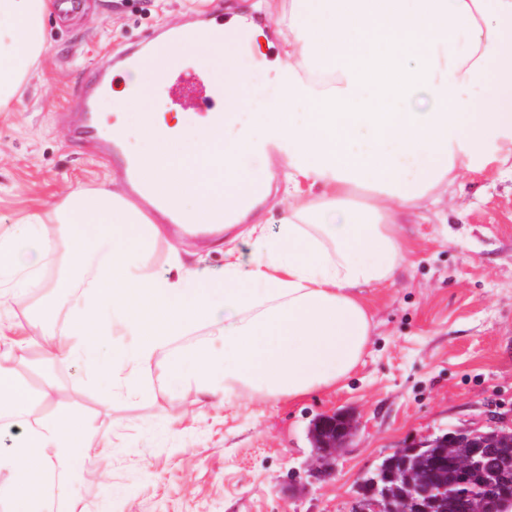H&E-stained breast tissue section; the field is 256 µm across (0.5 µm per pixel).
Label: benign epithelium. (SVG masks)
I'll use <instances>...</instances> for the list:
<instances>
[{
    "label": "benign epithelium",
    "mask_w": 512,
    "mask_h": 512,
    "mask_svg": "<svg viewBox=\"0 0 512 512\" xmlns=\"http://www.w3.org/2000/svg\"><path fill=\"white\" fill-rule=\"evenodd\" d=\"M359 429L358 420L345 411L319 415L317 442L313 448L312 465L323 477L333 474L340 451L347 447ZM457 448H483L487 445L500 449L498 466L488 472L478 469L473 457L463 452L452 458L453 470L465 478L463 482H450L425 470H407L408 460L400 461L406 471L404 492L400 504L393 503L387 483L396 480L398 470H374L371 488L359 490L352 512H448V500H474V512H497L495 491L512 472V431L495 425L486 431L456 428L449 435Z\"/></svg>",
    "instance_id": "benign-epithelium-1"
}]
</instances>
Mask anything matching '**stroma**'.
Listing matches in <instances>:
<instances>
[{
    "label": "stroma",
    "mask_w": 512,
    "mask_h": 512,
    "mask_svg": "<svg viewBox=\"0 0 512 512\" xmlns=\"http://www.w3.org/2000/svg\"><path fill=\"white\" fill-rule=\"evenodd\" d=\"M254 0H84L61 12L50 5L45 50L0 111V226L45 209L69 187L124 189L93 148L74 145L59 111L108 53L215 12L237 13L274 43L272 16ZM200 67L186 62L166 86L169 114L192 113L206 94ZM413 252L383 288L361 295L373 316L361 364L342 386L277 403L241 395L231 406L205 405L195 389L171 390L158 355L139 377L142 391L93 377L79 359L39 374L42 327L64 331L72 298L25 296L0 303V352L8 339L21 381L33 390L80 383L75 408L109 433V449L91 447L78 471L55 472L66 500L44 512H351L359 479L412 438L454 428L512 425V174L494 161L465 171L435 202L400 227ZM353 412L361 427L332 477L310 475L308 430L329 410Z\"/></svg>",
    "instance_id": "stroma-1"
}]
</instances>
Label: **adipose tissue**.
Returning a JSON list of instances; mask_svg holds the SVG:
<instances>
[{"mask_svg":"<svg viewBox=\"0 0 512 512\" xmlns=\"http://www.w3.org/2000/svg\"><path fill=\"white\" fill-rule=\"evenodd\" d=\"M48 0H0V104L43 51ZM283 62L269 67L273 97L258 122L245 103L206 131L189 115L160 135L148 122L162 65L193 56L218 84H245L242 54L260 51L258 30L236 17L223 41L196 36L194 49L162 42L135 84L116 98L135 111L146 182L195 224L239 206L233 173L248 171L257 143L264 183L282 179L286 202L275 235L253 225V257L224 253V276L184 263L170 245L169 273L149 260L164 225L120 192L69 191L53 210L24 219V235L0 230V299L42 290L40 262L65 251L56 286L76 292L66 331H48L44 364L84 360L96 377L128 388L164 349L169 380L220 403L249 392L266 402L338 386L361 362L372 329L360 294L382 287L411 254L398 224L461 169L488 162V146L512 136V0H280L275 17ZM485 91L482 104L468 95ZM99 257L83 276L87 254ZM249 287H241V280ZM206 327L211 341L177 347ZM109 351H102L104 341ZM35 395L10 356L0 355V429L23 435L0 451V512H41V489L57 462L79 469L92 418L66 405L32 419Z\"/></svg>","mask_w":512,"mask_h":512,"instance_id":"1","label":"adipose tissue"}]
</instances>
